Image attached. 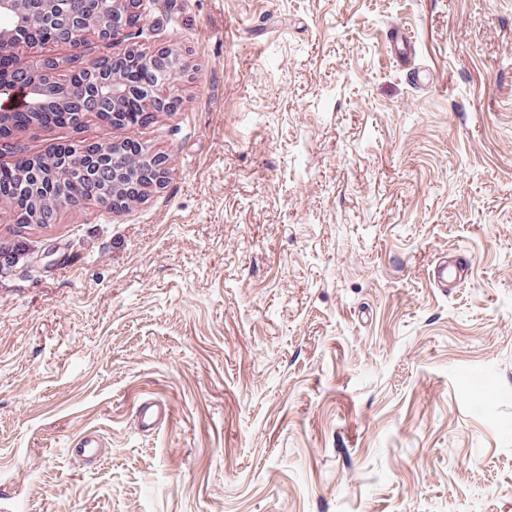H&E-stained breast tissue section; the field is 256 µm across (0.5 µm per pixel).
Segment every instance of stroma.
Returning <instances> with one entry per match:
<instances>
[{"mask_svg": "<svg viewBox=\"0 0 512 512\" xmlns=\"http://www.w3.org/2000/svg\"><path fill=\"white\" fill-rule=\"evenodd\" d=\"M179 50L139 128H18L0 167L138 141L163 190L0 210L16 512H512V0H140ZM405 25L414 65L393 63ZM471 274L442 290L439 258ZM174 406L158 433L134 412ZM92 429L111 452L67 453Z\"/></svg>", "mask_w": 512, "mask_h": 512, "instance_id": "35a3bbf8", "label": "stroma"}]
</instances>
